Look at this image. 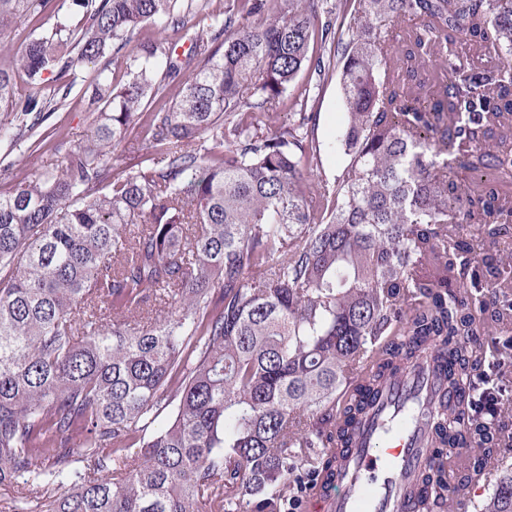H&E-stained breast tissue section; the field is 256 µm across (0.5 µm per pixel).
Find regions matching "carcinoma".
Wrapping results in <instances>:
<instances>
[{
    "mask_svg": "<svg viewBox=\"0 0 512 512\" xmlns=\"http://www.w3.org/2000/svg\"><path fill=\"white\" fill-rule=\"evenodd\" d=\"M0 0V141L30 138L72 86L18 94L161 35L99 72L95 138L0 195V512H298L370 396L433 338L459 340L512 288V0ZM53 20L4 53L12 24ZM406 27L389 37L388 26ZM500 64L462 63L457 46ZM339 76L344 163L316 179L309 128ZM298 98L288 89L300 74ZM177 92H172V86ZM287 102L278 125L267 105ZM151 157L112 172L129 129ZM494 171L458 182L455 170ZM488 238L482 258L463 225ZM167 421L157 426L163 412ZM444 443L495 469L477 512H512L506 417L448 405ZM423 482L452 508L448 480ZM158 33V27L152 23L145 24L139 30L134 32L131 42L126 49H124L118 56H112V63L107 67L110 76H112V80L114 78V81L118 82L125 79V77H123L125 65L123 64V56L121 55L128 54L139 42L147 39H154L158 36Z\"/></svg>",
    "mask_w": 512,
    "mask_h": 512,
    "instance_id": "cac0c4a2",
    "label": "carcinoma"
}]
</instances>
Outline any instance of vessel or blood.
<instances>
[{
	"instance_id": "1",
	"label": "vessel or blood",
	"mask_w": 512,
	"mask_h": 512,
	"mask_svg": "<svg viewBox=\"0 0 512 512\" xmlns=\"http://www.w3.org/2000/svg\"><path fill=\"white\" fill-rule=\"evenodd\" d=\"M463 406L428 352L374 395L347 447L337 449L334 477L309 490L302 512H420L433 490L422 474L447 468L456 452L437 442L429 417L440 404Z\"/></svg>"
}]
</instances>
